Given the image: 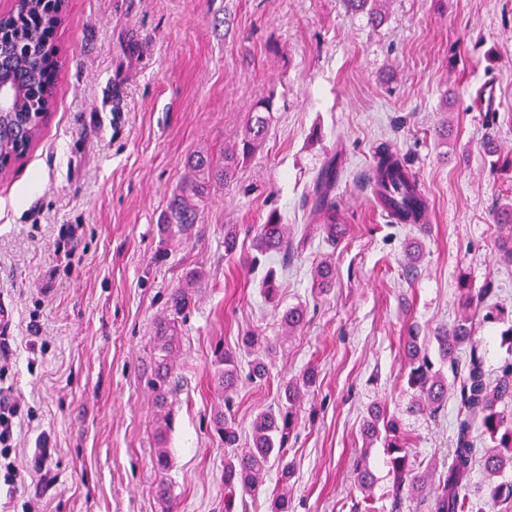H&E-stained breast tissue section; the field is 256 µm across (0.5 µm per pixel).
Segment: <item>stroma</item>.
<instances>
[{
    "mask_svg": "<svg viewBox=\"0 0 512 512\" xmlns=\"http://www.w3.org/2000/svg\"><path fill=\"white\" fill-rule=\"evenodd\" d=\"M385 12L374 28L342 0H68L52 42L56 107L0 178V301L22 406L0 512H224L212 424L224 404L210 372L215 347L237 350L249 331L272 349L267 379L239 383L242 432L276 407L283 383L315 373L284 456L291 512H354L367 495L390 508L382 450L360 434L376 404L400 417L417 470L447 471L458 402L409 413L402 344L411 328L433 343L458 319L462 274L512 309L494 220L512 203V178L491 168L512 156V0H388ZM488 85L492 112L478 107ZM262 98L273 112L261 147L213 186L191 233L171 234L162 216L188 158L221 157ZM382 149L419 174L427 224H393L373 207ZM331 162L344 229L333 242L310 201ZM273 209L295 254L272 256L280 296L270 303L244 259ZM66 224L79 225L77 241L61 235ZM324 261L333 280L323 291L312 282ZM193 269L205 284L181 326L162 473L144 379L155 324ZM297 305L307 321L291 334L282 314ZM35 337L44 352H32ZM363 453L377 476L367 495L354 472Z\"/></svg>",
    "mask_w": 512,
    "mask_h": 512,
    "instance_id": "1",
    "label": "stroma"
}]
</instances>
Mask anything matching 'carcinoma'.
Masks as SVG:
<instances>
[{"label": "carcinoma", "mask_w": 512, "mask_h": 512, "mask_svg": "<svg viewBox=\"0 0 512 512\" xmlns=\"http://www.w3.org/2000/svg\"><path fill=\"white\" fill-rule=\"evenodd\" d=\"M346 11L364 13L370 22L378 25L384 18L383 0H343ZM61 23V14L49 11L43 0H14L12 10L0 16V70L11 77L16 88L15 97L21 106L0 111V161L13 157L18 149H26L41 134L43 113L56 105L57 62L45 50L50 35ZM272 112L269 99L259 101L252 112L241 140L231 149L224 150L223 162L214 161L205 153H197L188 162L189 173L180 193L168 203L167 223L177 232L193 228L205 204L210 183H225L234 177L239 163L249 158L263 143ZM372 174L381 185L407 182L406 163L389 150L378 154ZM336 178V167L330 165L318 175L315 208L324 212L327 224L323 230L327 238L336 240V203L327 197L325 188ZM290 249L285 224L281 215L273 210L264 223L258 225L252 240L253 253L247 256L251 267L259 266L262 259L272 253ZM202 273H188L183 284L174 289L167 301L168 314L160 319L154 333V369L147 378L158 412L155 428L156 466L164 471L169 468L167 448L172 416L169 399L175 391L172 381L173 362L178 354L180 324L191 303L192 289L200 286ZM262 293L271 303L278 300L279 283L274 267L265 269ZM490 293L483 288L474 294L466 292L462 299L464 313L451 329L435 336L437 354L442 364L450 368L453 381L440 368H435L420 336L409 331L403 343V353L409 367L408 385L415 392L410 412H427L433 416L448 403V387L455 389L459 410L454 425L452 461L448 471L440 474L429 496V512H473L472 472L476 463L492 478L483 492L489 512H512V481L498 482L496 478L505 470H512V416L497 406L512 405V363L503 365L493 381L488 379L482 356L474 341L475 326L469 310H479L482 297ZM306 311L297 306L282 317L288 331L301 327ZM481 321L503 324L500 336L512 346V319L505 317L504 310L491 308L482 315ZM243 348L253 359L248 363L247 377L251 381H263L268 368L263 359L264 340L253 334L241 338ZM469 349V357L463 367H458L457 354ZM212 379L224 398V411L215 418L217 433L224 440L230 453L224 456V512H235L237 495L254 494L258 491L262 475L273 460L282 461L288 448L290 434L298 422L301 404L307 389L314 380V372L288 381L283 389L277 408L260 414L252 424L250 446L236 451L239 433L232 417L233 392L241 378V366L237 357L226 351L216 352L213 360ZM480 423L482 433L489 436L492 446L484 450L476 447L473 435L474 423ZM364 451L379 442L383 445L386 463L391 477V495L398 500L403 488L415 489L424 484V476L415 472L409 454V437L402 430L400 420L390 415L381 405L375 406L363 422ZM359 488L371 490L375 475L361 457L356 464Z\"/></svg>", "instance_id": "cac0c4a2"}]
</instances>
